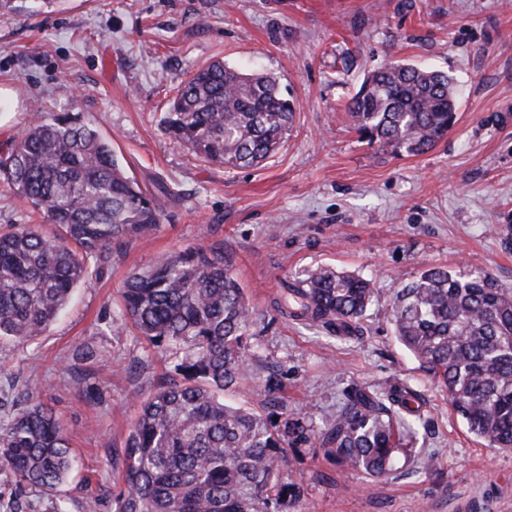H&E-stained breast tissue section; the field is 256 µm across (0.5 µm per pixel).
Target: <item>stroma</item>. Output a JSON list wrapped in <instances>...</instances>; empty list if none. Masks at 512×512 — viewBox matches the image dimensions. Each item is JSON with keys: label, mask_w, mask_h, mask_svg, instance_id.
Segmentation results:
<instances>
[{"label": "stroma", "mask_w": 512, "mask_h": 512, "mask_svg": "<svg viewBox=\"0 0 512 512\" xmlns=\"http://www.w3.org/2000/svg\"><path fill=\"white\" fill-rule=\"evenodd\" d=\"M277 77L297 104L278 153L229 170L173 140L161 118L193 69L215 61ZM390 61L435 67L462 88L457 122L419 155L368 143L345 110ZM0 153L36 112H78L142 186L164 182L160 228L113 247L42 336L0 339V425L42 386L77 466L60 492L0 471V512H115L121 450L139 402L173 362L124 316L131 271L163 253L223 247L252 307L257 346L226 401L332 423L356 386L399 380L430 402L412 458L380 479L321 448L289 449L302 484L288 512H512V449L468 433L398 341L391 296L423 269L482 272L512 290V0H13L0 15ZM328 266L375 279L359 336L279 317L281 279ZM277 371L281 392L258 385Z\"/></svg>", "instance_id": "35a3bbf8"}]
</instances>
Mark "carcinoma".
I'll list each match as a JSON object with an SVG mask.
<instances>
[{"instance_id": "cac0c4a2", "label": "carcinoma", "mask_w": 512, "mask_h": 512, "mask_svg": "<svg viewBox=\"0 0 512 512\" xmlns=\"http://www.w3.org/2000/svg\"><path fill=\"white\" fill-rule=\"evenodd\" d=\"M457 91L441 70L412 64L372 71L350 97L354 129L369 142L422 154L456 122ZM296 103L276 78L214 62L188 76L163 114L167 134L228 169L273 156L291 128ZM0 181L53 231L12 224L0 233V337L19 345L46 332L74 288L89 282L112 246L157 230L163 211L131 177L112 143L78 113L42 112L0 156ZM124 315L174 375L141 402L123 448L115 512H288L301 498L284 482L287 449L318 446L368 478L395 470L409 431L427 414L425 395L405 383L357 387L318 432L304 418L224 402L246 375L252 336L244 289L224 253L174 252L129 274ZM378 297L375 282L321 268L279 283L280 316L357 336ZM395 334L444 387L467 430L493 448H512V292L486 274L423 270L393 297ZM0 429V469L23 487L52 491L75 457L59 417L38 388Z\"/></svg>"}]
</instances>
